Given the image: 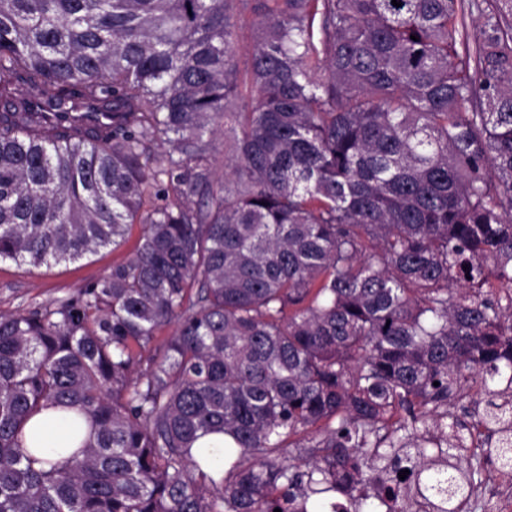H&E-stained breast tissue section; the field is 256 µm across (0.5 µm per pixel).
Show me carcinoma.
I'll return each mask as SVG.
<instances>
[{
  "instance_id": "cac0c4a2",
  "label": "carcinoma",
  "mask_w": 512,
  "mask_h": 512,
  "mask_svg": "<svg viewBox=\"0 0 512 512\" xmlns=\"http://www.w3.org/2000/svg\"><path fill=\"white\" fill-rule=\"evenodd\" d=\"M397 2L0 0V261L142 225L77 293L0 314V512H365L405 469L459 512L512 469V441L428 454L477 376L473 416L512 420V288H485L512 285V0ZM47 406L88 425L50 466L21 441ZM238 25V42H237V58L240 68L245 67L246 57L251 49L253 42V30L251 25V17L245 16L237 21ZM197 448H206L208 453L207 471L219 480L224 476V435L210 434L200 439Z\"/></svg>"
}]
</instances>
